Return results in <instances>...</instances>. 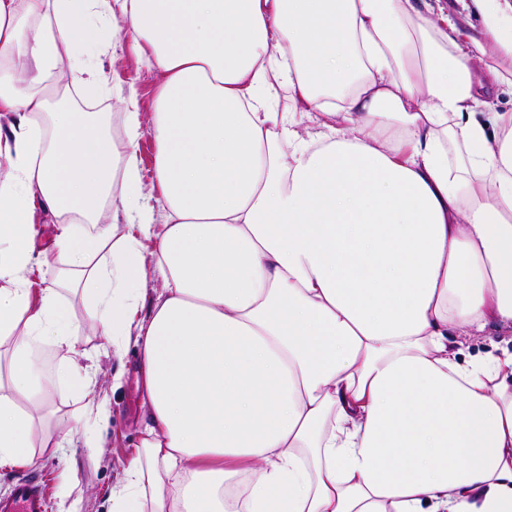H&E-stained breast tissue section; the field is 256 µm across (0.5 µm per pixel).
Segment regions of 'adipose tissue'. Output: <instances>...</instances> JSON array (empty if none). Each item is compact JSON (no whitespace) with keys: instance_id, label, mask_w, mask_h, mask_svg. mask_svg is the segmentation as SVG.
<instances>
[{"instance_id":"obj_1","label":"adipose tissue","mask_w":512,"mask_h":512,"mask_svg":"<svg viewBox=\"0 0 512 512\" xmlns=\"http://www.w3.org/2000/svg\"><path fill=\"white\" fill-rule=\"evenodd\" d=\"M473 3L464 50L431 0H0V465L71 439L36 345L94 382L68 291L141 353L112 512H512V350L460 343L512 335V113L480 109L512 0ZM102 28L157 73L158 210L136 97L120 144L49 102L65 73L103 91ZM490 336H473V337H465L461 338L463 342V350L466 355H479L484 354L488 351H494L491 346L490 340L494 342H499L502 338L508 340L510 336H498V333L495 330L490 329L488 333ZM494 353L499 354L500 351H494Z\"/></svg>"}]
</instances>
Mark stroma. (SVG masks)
Instances as JSON below:
<instances>
[{
    "label": "stroma",
    "mask_w": 512,
    "mask_h": 512,
    "mask_svg": "<svg viewBox=\"0 0 512 512\" xmlns=\"http://www.w3.org/2000/svg\"><path fill=\"white\" fill-rule=\"evenodd\" d=\"M103 68L110 93L100 98L99 109L105 117L106 131L120 141L124 138L122 91L135 89L143 112H150L155 75L127 49L113 56L104 55ZM73 315L78 322L80 349L100 366L90 395L109 401L111 421L104 424L92 415L76 423L70 420V413L79 410L81 403L70 381L60 375V353L52 343H44L50 358L49 371L56 376L55 404L65 413L59 427L73 429V441L54 451H38L34 465L1 468L0 495L9 493L18 477L29 474L45 481L49 512H66L74 500L78 501L80 512H109L111 490L122 478L130 448L138 442L144 415L136 373L138 350L129 346L120 359L102 355L93 321L81 304H74Z\"/></svg>",
    "instance_id": "obj_1"
}]
</instances>
